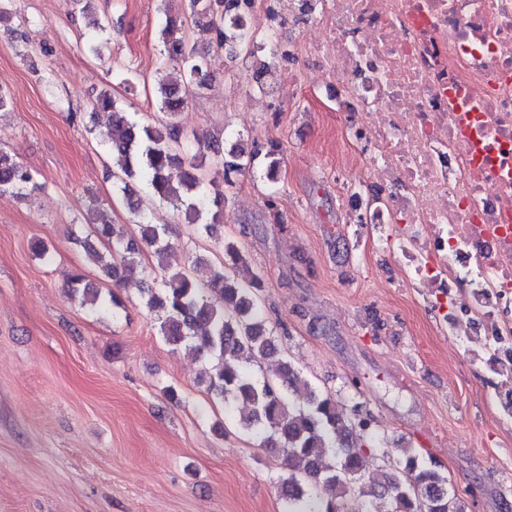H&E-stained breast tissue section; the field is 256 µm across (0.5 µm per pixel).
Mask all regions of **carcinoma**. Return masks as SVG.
Here are the masks:
<instances>
[{
    "label": "carcinoma",
    "mask_w": 512,
    "mask_h": 512,
    "mask_svg": "<svg viewBox=\"0 0 512 512\" xmlns=\"http://www.w3.org/2000/svg\"><path fill=\"white\" fill-rule=\"evenodd\" d=\"M249 2L190 0V6L194 15L211 20L218 47L231 55L254 43L245 20ZM162 36L166 62L180 74V79L157 88L164 117L140 124L119 110L107 92L96 102L97 108L112 114L105 141L112 156V178L118 186L127 187L133 180L144 182L152 200L186 206L187 222L209 233L224 217V199L213 200L216 211L209 212L201 165L196 156L182 154L181 132L174 122L193 92L210 87L208 60L179 34L172 21H167ZM272 75L271 65L256 63L259 90H269ZM203 151L213 153L227 183L258 163L273 181L280 163L279 146L273 143L263 154L254 151L247 155L238 147L226 150L218 141L203 145ZM33 183L30 171L0 150V191L22 190ZM207 212L211 222L200 223ZM93 233L107 243L108 257L98 255L88 241L84 247L96 256L102 275L115 288L125 287L141 267L144 250L152 251L160 274L143 293L146 307L158 312L160 334L168 344L184 346L209 360V391L224 400L228 415L247 407L248 413L240 415L241 427L261 438L263 446L286 454L288 473L279 476L277 484L288 512H351L355 496L377 502L382 512H462L456 494L448 488V477L425 464L411 448L400 449L403 460L386 471L369 473L368 459L375 451L369 422L355 423L338 413L336 400L315 391L290 362L278 360L273 378L261 384L254 381L247 364L274 356L277 347L255 293L261 288V278L245 286L229 273L245 263L237 242L228 239L222 243V259L203 289L186 271L173 269L166 262L170 248L165 241L166 228L141 224L139 234L131 236L121 227L101 222L94 225ZM68 291L72 296L82 294L99 312L109 310V301L89 288L81 272L72 274ZM300 388L306 390V403L294 405L287 400V393ZM329 456L334 459L332 465L326 463Z\"/></svg>",
    "instance_id": "carcinoma-1"
}]
</instances>
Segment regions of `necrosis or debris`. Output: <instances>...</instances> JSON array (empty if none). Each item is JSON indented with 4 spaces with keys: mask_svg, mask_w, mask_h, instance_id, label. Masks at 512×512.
I'll return each instance as SVG.
<instances>
[{
    "mask_svg": "<svg viewBox=\"0 0 512 512\" xmlns=\"http://www.w3.org/2000/svg\"><path fill=\"white\" fill-rule=\"evenodd\" d=\"M307 43L359 112L349 143L398 225L404 287L434 292L448 332L512 379V0H316Z\"/></svg>",
    "mask_w": 512,
    "mask_h": 512,
    "instance_id": "4bbe7bcc",
    "label": "necrosis or debris"
}]
</instances>
